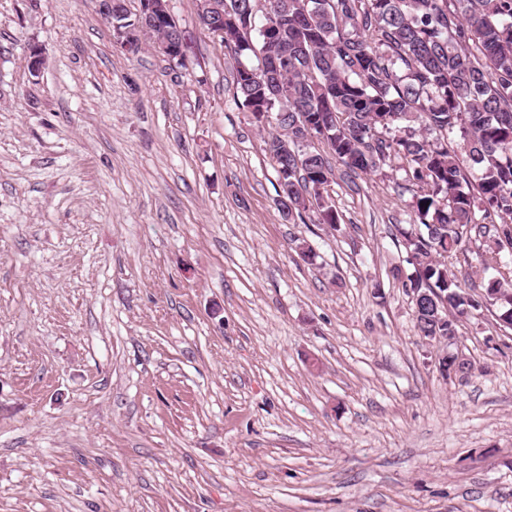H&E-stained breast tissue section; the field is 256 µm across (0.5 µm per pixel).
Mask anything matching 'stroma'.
<instances>
[{
    "label": "stroma",
    "mask_w": 512,
    "mask_h": 512,
    "mask_svg": "<svg viewBox=\"0 0 512 512\" xmlns=\"http://www.w3.org/2000/svg\"><path fill=\"white\" fill-rule=\"evenodd\" d=\"M168 4L186 72L95 0H0V512H512V329L471 310L443 378L402 172L286 222L230 51ZM125 0H96L97 11L100 16L107 22L112 30L113 44L128 53L129 56L138 55L144 44L153 41V34L151 27L144 26L138 30V25L145 22L142 16L136 17L133 14L130 17H125L122 21H115L112 17V11H124L122 2ZM113 5V8H112ZM129 22L128 25L126 22ZM127 26L131 27L128 28ZM137 36L136 39L133 35ZM139 33V34H138Z\"/></svg>",
    "instance_id": "obj_1"
}]
</instances>
